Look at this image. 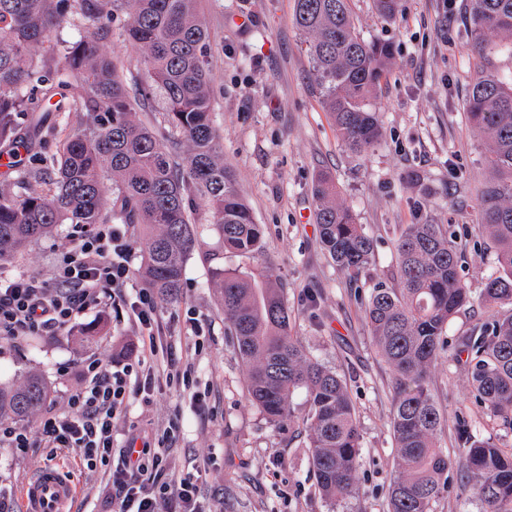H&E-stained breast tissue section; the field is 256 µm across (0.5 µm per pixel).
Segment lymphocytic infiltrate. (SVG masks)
I'll return each instance as SVG.
<instances>
[{"label": "lymphocytic infiltrate", "mask_w": 512, "mask_h": 512, "mask_svg": "<svg viewBox=\"0 0 512 512\" xmlns=\"http://www.w3.org/2000/svg\"><path fill=\"white\" fill-rule=\"evenodd\" d=\"M133 254L134 242L122 225L76 227L75 245L56 266L53 280L0 276V337L54 336L79 312L100 304L103 290L124 298ZM127 315L142 341L134 380L107 363L92 362L64 409H48L30 428L0 425L1 448L73 450L87 467L111 466L114 421L131 396L149 394L160 382L178 392L190 389V373L153 366L164 349L153 294L140 290ZM112 468V512H198L193 476L169 472L149 446L126 451L121 466Z\"/></svg>", "instance_id": "lymphocytic-infiltrate-1"}]
</instances>
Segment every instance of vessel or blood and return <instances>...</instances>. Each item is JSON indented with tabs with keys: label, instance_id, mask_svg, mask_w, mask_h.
<instances>
[{
	"label": "vessel or blood",
	"instance_id": "b4317fda",
	"mask_svg": "<svg viewBox=\"0 0 512 512\" xmlns=\"http://www.w3.org/2000/svg\"><path fill=\"white\" fill-rule=\"evenodd\" d=\"M76 493L64 470L52 464L44 466L23 487L21 512H67Z\"/></svg>",
	"mask_w": 512,
	"mask_h": 512
}]
</instances>
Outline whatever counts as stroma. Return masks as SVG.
I'll list each match as a JSON object with an SVG mask.
<instances>
[{
	"label": "stroma",
	"instance_id": "stroma-1",
	"mask_svg": "<svg viewBox=\"0 0 512 512\" xmlns=\"http://www.w3.org/2000/svg\"><path fill=\"white\" fill-rule=\"evenodd\" d=\"M294 0H196L209 33L210 96L224 161L234 171L257 223L264 226L255 256L225 251L209 209L198 203L199 245L186 264L176 301L156 299L165 341L191 364L194 387L166 386L131 401L116 420L113 459L131 440H157L165 465L193 474L201 512H387L396 473L393 452L392 373L375 352L364 308L347 275L323 250L312 187L321 175L338 184L339 200L376 242L375 261L363 281H392L394 242L417 222L472 226L481 220L477 190L490 172L485 143L470 125L466 98L479 69L512 81V44L495 36L471 40L469 0H401L399 12L381 17L373 0H349L364 38L393 46L394 59L377 92L383 136L369 153L349 154L321 105L307 37L293 23ZM419 174L423 190L407 177ZM74 228L31 243L11 271L50 279L73 245ZM462 275L479 294L495 273L490 241L466 246ZM270 276L283 290L290 321L303 346L352 388L364 447L357 494L330 505L314 487L310 452L300 437L271 424L247 399L246 370L224 338V311L212 286L215 270ZM139 336L111 306L76 316L59 336L0 339V383L39 373L49 401L63 408L69 391L93 359L123 370L137 361ZM445 418L467 406L463 356L448 353L432 374ZM173 430L163 439L165 430ZM54 464L71 476L78 495L72 512H108L111 478L88 469L73 452L1 448L0 486L20 495L40 467Z\"/></svg>",
	"mask_w": 512,
	"mask_h": 512
}]
</instances>
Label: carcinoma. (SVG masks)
Listing matches in <instances>:
<instances>
[{"instance_id": "cac0c4a2", "label": "carcinoma", "mask_w": 512, "mask_h": 512, "mask_svg": "<svg viewBox=\"0 0 512 512\" xmlns=\"http://www.w3.org/2000/svg\"><path fill=\"white\" fill-rule=\"evenodd\" d=\"M471 35L481 45L496 34L512 42V0H470ZM78 15L79 38L61 68L34 58L32 47ZM123 16L125 39L139 47L144 80L132 88L118 56L101 50L112 22ZM294 24L308 37L321 105L351 153H368L382 135L375 94L393 60L392 46L357 30L348 0H295ZM208 31L195 0H0V149H32L20 118L38 131L49 112H83L90 133L67 135L56 154L33 155L34 165L0 186V267L60 224H137L142 229L144 287L174 301L186 261L199 244L196 205L208 203L224 248L260 252L264 227L255 222L224 164L213 125L208 85ZM41 97H34L35 92ZM59 100H54L55 96ZM163 102L164 130L141 117L146 103ZM468 119L488 144L490 179L479 191L478 236L497 249V274L481 302L494 309L455 340L466 355L469 394L477 407L512 431V84L483 71L471 84ZM112 178L106 210L103 179ZM32 180L51 184L47 194ZM318 236L340 271L359 288L375 256V240L338 202L336 184L313 186ZM457 224H408L395 243V283L373 284L364 299L372 342L393 375L392 431L397 470L388 512H432L454 476L476 480L483 512H512V450L480 439L471 420L456 416L460 454L441 446L445 424L432 394V369L448 353L449 321L471 301L461 274ZM214 288L224 308V336L246 367L249 399L273 425L305 432L320 493L331 502L352 497L362 465L356 407L347 383L315 359L294 336L281 288L270 278L218 269ZM302 390L306 406L292 396ZM48 392L30 372L0 385V418L25 421Z\"/></svg>"}]
</instances>
